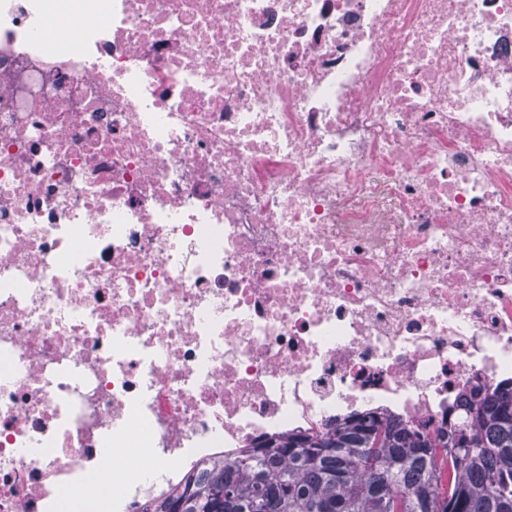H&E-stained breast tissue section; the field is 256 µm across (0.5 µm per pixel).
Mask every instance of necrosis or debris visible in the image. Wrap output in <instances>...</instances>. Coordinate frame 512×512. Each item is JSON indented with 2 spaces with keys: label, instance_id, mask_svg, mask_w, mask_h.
<instances>
[{
  "label": "necrosis or debris",
  "instance_id": "4bbe7bcc",
  "mask_svg": "<svg viewBox=\"0 0 512 512\" xmlns=\"http://www.w3.org/2000/svg\"><path fill=\"white\" fill-rule=\"evenodd\" d=\"M511 379L512 0H0V512Z\"/></svg>",
  "mask_w": 512,
  "mask_h": 512
}]
</instances>
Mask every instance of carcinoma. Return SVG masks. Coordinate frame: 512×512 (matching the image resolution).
<instances>
[{
	"mask_svg": "<svg viewBox=\"0 0 512 512\" xmlns=\"http://www.w3.org/2000/svg\"><path fill=\"white\" fill-rule=\"evenodd\" d=\"M473 447L462 452L466 440ZM512 512V383L435 431L369 412L189 476L154 512Z\"/></svg>",
	"mask_w": 512,
	"mask_h": 512,
	"instance_id": "cac0c4a2",
	"label": "carcinoma"
}]
</instances>
